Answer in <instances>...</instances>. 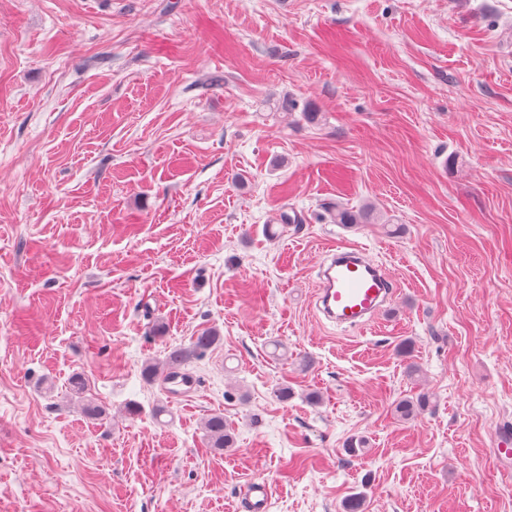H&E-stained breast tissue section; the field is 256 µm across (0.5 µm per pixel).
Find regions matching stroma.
Listing matches in <instances>:
<instances>
[{
    "mask_svg": "<svg viewBox=\"0 0 512 512\" xmlns=\"http://www.w3.org/2000/svg\"><path fill=\"white\" fill-rule=\"evenodd\" d=\"M339 243L400 285L363 331L312 308ZM505 424L512 0H0V512H512ZM220 340L221 336L215 330H205L199 336H195L188 346H179L170 350L164 367L166 370L184 369L194 361L203 358ZM162 383L169 394L177 398L187 395L193 387L198 386V381L183 371H177L170 376L165 375ZM204 437L209 448L218 453H224L225 448H233L235 435L233 429L221 413L212 414L203 426ZM272 502V486L262 477L252 478L246 487L241 508L246 512H269Z\"/></svg>",
    "mask_w": 512,
    "mask_h": 512,
    "instance_id": "obj_1",
    "label": "stroma"
}]
</instances>
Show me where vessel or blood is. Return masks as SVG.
I'll return each instance as SVG.
<instances>
[{
    "instance_id": "1",
    "label": "vessel or blood",
    "mask_w": 512,
    "mask_h": 512,
    "mask_svg": "<svg viewBox=\"0 0 512 512\" xmlns=\"http://www.w3.org/2000/svg\"><path fill=\"white\" fill-rule=\"evenodd\" d=\"M317 276L314 307L339 327H362L389 305L396 293L393 277L355 244L330 249L318 266ZM162 383L177 398L187 395L197 385L196 379L183 371L165 376ZM271 502L272 486L268 480L252 478L245 490L244 512H269Z\"/></svg>"
}]
</instances>
